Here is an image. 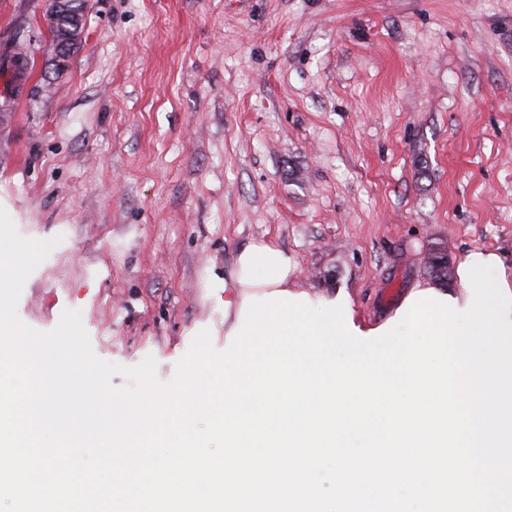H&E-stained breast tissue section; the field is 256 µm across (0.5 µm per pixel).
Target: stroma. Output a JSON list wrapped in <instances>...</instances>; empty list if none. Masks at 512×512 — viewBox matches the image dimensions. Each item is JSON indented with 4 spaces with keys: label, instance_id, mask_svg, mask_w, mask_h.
I'll return each mask as SVG.
<instances>
[{
    "label": "stroma",
    "instance_id": "35a3bbf8",
    "mask_svg": "<svg viewBox=\"0 0 512 512\" xmlns=\"http://www.w3.org/2000/svg\"><path fill=\"white\" fill-rule=\"evenodd\" d=\"M43 0H0V207L53 241L19 318L79 311L94 353L157 361L224 334L253 243L370 328L433 285L427 259L497 254L512 280V0H87L56 68ZM13 45L21 46V49L27 50L25 52V56L21 52H15L17 55L16 61H13L12 65L8 69H3L0 65V73L3 75H8L10 83L14 85V87H18L23 85V83L28 79L31 72V59H32V49L30 44V39L24 35V29L19 28L12 38Z\"/></svg>",
    "mask_w": 512,
    "mask_h": 512
}]
</instances>
